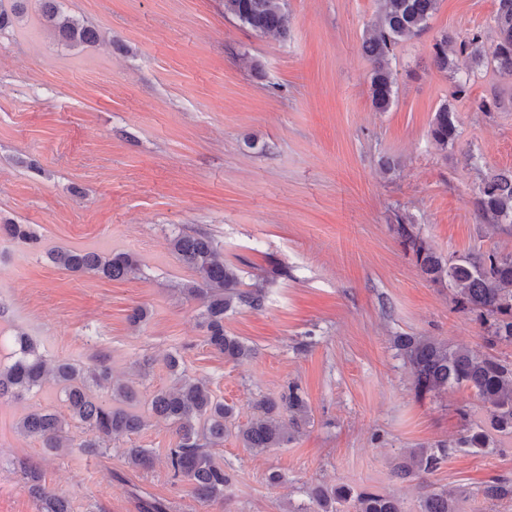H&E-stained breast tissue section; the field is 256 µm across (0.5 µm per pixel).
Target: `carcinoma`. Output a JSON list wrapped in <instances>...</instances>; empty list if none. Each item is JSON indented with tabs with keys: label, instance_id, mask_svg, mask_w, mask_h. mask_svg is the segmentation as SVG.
<instances>
[{
	"label": "carcinoma",
	"instance_id": "cac0c4a2",
	"mask_svg": "<svg viewBox=\"0 0 512 512\" xmlns=\"http://www.w3.org/2000/svg\"><path fill=\"white\" fill-rule=\"evenodd\" d=\"M376 21L362 41L363 55L370 69V94L373 107L387 111L393 100L395 79L390 68L394 48L400 41L420 35L429 26L439 0H378ZM22 13V0L11 8L0 5V32L13 26ZM224 15L259 34L288 33L285 0H224ZM42 18L67 43L81 45L97 39V30L65 13L60 0H44ZM495 39L485 45L481 32L472 31L463 38L443 34L432 46V65L443 72H455L458 57L465 56L477 65L486 64L512 76V0H497L493 17ZM430 135L440 148L454 143L458 136L457 111L442 104L435 112ZM474 206L482 223L512 227V170L484 176L475 193ZM394 231L405 251L412 254L420 271L429 281L448 284L454 291V303L462 311L475 315L484 329L483 340L489 349L512 344V253L490 249L467 254L455 260L444 258L421 236L416 225L399 218ZM29 244L39 243L37 233L28 224L5 222L0 235ZM172 252L191 269L194 278L181 284L179 291L189 299L206 302L202 313L207 329V344L224 358L240 361L252 357L253 349L239 337L224 331V314L238 306L259 310L265 296L261 288L244 291L240 269L219 259L211 237L203 232H179L170 239ZM54 264L79 274H94L110 280H123L139 271L138 260L126 252L99 254L94 251L57 249L48 253ZM16 360L0 369V399L20 398L42 384L46 374L42 356L25 334L14 337ZM394 346L409 366L416 394L439 393L450 388H467L489 405L490 425L499 432H512V361L491 353L474 352L465 347L424 336H397ZM175 375L174 386L154 392L147 401V412L171 422L177 442L169 449L168 468L173 478L186 480L197 499L209 501L224 496L229 476L215 463L208 449L224 442L232 431L233 408L214 399L206 381L178 372L179 359L169 356ZM52 375L66 397L70 416L85 428L88 438L80 447L89 452L102 449L107 439L118 440L137 433L147 425L145 416L124 408L136 398L130 386L112 383V405L94 400L93 386L111 383L110 367L99 362L91 367L58 362ZM258 410L237 437L246 448H281L289 441L283 413L296 426L305 421L308 404L299 386H288L279 400H260ZM65 419L41 409L26 414L19 422L21 433L41 440L43 447H61L60 435ZM457 448L479 453L490 447L489 435L481 430L461 438ZM450 445L438 442L427 448H412L397 464V476L408 479L432 473L448 457ZM127 463L134 469L148 470L153 458L146 448L125 450ZM25 487L38 504L39 512H72L70 501L47 490L37 466L22 468ZM487 500L512 496V483L495 480L481 489ZM312 510L303 512H343L350 504L355 512H404L399 499L367 489L347 486L316 487L309 494ZM419 512H455L454 499L444 493H432L420 500Z\"/></svg>",
	"mask_w": 512,
	"mask_h": 512
}]
</instances>
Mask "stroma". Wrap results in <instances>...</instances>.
I'll return each instance as SVG.
<instances>
[{
    "label": "stroma",
    "mask_w": 512,
    "mask_h": 512,
    "mask_svg": "<svg viewBox=\"0 0 512 512\" xmlns=\"http://www.w3.org/2000/svg\"><path fill=\"white\" fill-rule=\"evenodd\" d=\"M97 29L96 44L68 46L46 28L40 0H26L0 34V221L32 225L39 247L0 240V368L24 332L48 363L107 361L138 401L171 386L165 357L206 379L245 425L262 398L300 386L309 416L281 448L243 447L228 435L213 460L230 480L200 502L167 465L177 440L150 419L103 452L81 449L60 386L0 401V512H38L17 461L37 464L49 491L73 512H139L136 496L172 512H296L319 485L367 488L417 512L429 492L457 512H512L481 487L512 482V434L495 432L487 453L457 447L467 429L488 428L471 390L416 395L397 336H427L484 351L473 314L445 285L427 280L393 231L410 217L446 258L495 248L512 231L480 222L473 191L512 168V76L473 67L464 97L431 63L441 34L481 30L493 42L496 0H440L428 28L401 41L390 109L376 111L361 52L377 0H286V36L260 35L224 14L223 0H62ZM499 95L495 111L475 104ZM453 102L459 138L430 136L437 108ZM207 232L244 288L262 285V309L237 307L228 334L254 350L235 362L206 343L201 301L178 286L191 271L172 252L173 232ZM55 248L128 252L141 270L112 281L74 274L47 258ZM149 317L132 325L137 307ZM66 416L64 448L49 452L18 433L30 411ZM451 449L432 473L403 480L410 449ZM150 449L154 464L129 467L125 450ZM279 473L280 482L268 481Z\"/></svg>",
    "instance_id": "obj_1"
}]
</instances>
